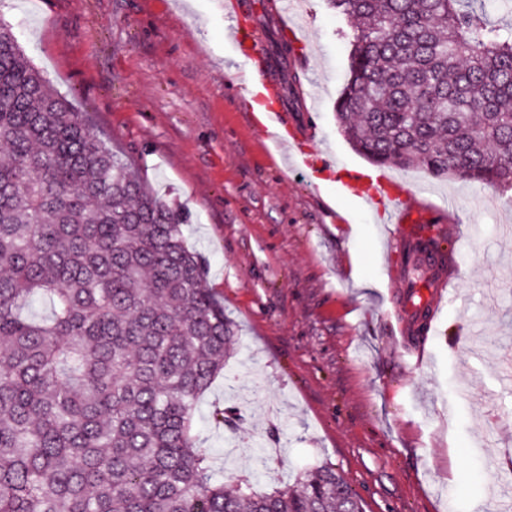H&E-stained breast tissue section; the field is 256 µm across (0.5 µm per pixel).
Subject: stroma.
<instances>
[{
  "label": "stroma",
  "instance_id": "1",
  "mask_svg": "<svg viewBox=\"0 0 512 512\" xmlns=\"http://www.w3.org/2000/svg\"><path fill=\"white\" fill-rule=\"evenodd\" d=\"M245 2L237 23L262 46L250 62L222 0H0V19L147 188L189 214L186 243L238 329L195 419L225 481L257 468L275 425L284 449L259 488L328 464L366 512H481L512 486V191L391 168L454 210L441 227L449 296L421 327L373 211L299 178L243 108L252 83L282 82L271 39L285 38L300 78L284 93L287 120L308 118L320 149L372 171L336 124L343 18L307 0L301 30L272 33L258 21L264 0ZM234 382L250 403L230 433L212 412Z\"/></svg>",
  "mask_w": 512,
  "mask_h": 512
}]
</instances>
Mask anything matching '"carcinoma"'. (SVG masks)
<instances>
[{
  "label": "carcinoma",
  "mask_w": 512,
  "mask_h": 512,
  "mask_svg": "<svg viewBox=\"0 0 512 512\" xmlns=\"http://www.w3.org/2000/svg\"><path fill=\"white\" fill-rule=\"evenodd\" d=\"M327 3L349 144L512 190V0ZM185 223L0 20V512H364L326 465L224 487L193 425L235 328Z\"/></svg>",
  "instance_id": "1"
}]
</instances>
